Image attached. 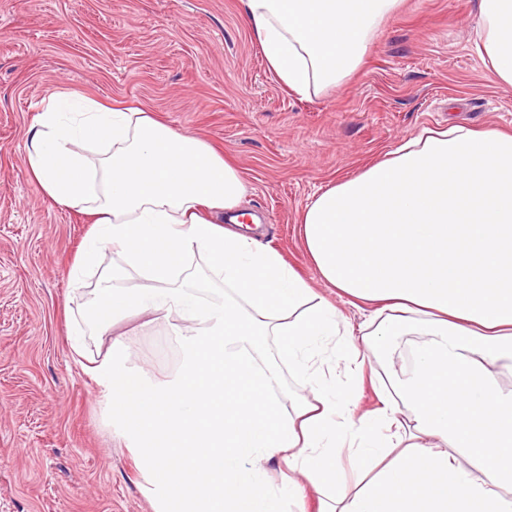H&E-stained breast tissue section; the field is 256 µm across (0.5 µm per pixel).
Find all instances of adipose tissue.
Returning <instances> with one entry per match:
<instances>
[{"instance_id": "adipose-tissue-1", "label": "adipose tissue", "mask_w": 512, "mask_h": 512, "mask_svg": "<svg viewBox=\"0 0 512 512\" xmlns=\"http://www.w3.org/2000/svg\"><path fill=\"white\" fill-rule=\"evenodd\" d=\"M404 0H243L269 69L290 92L323 96L360 69ZM477 53L512 87V0H478ZM101 151L99 164L87 148ZM31 177L57 204L92 218L76 269L110 245L119 264L82 315L97 336L129 317L165 324L180 352L172 373L117 362L121 338L87 357L84 372L145 464L156 512H512V132L495 126L430 130L304 207L300 237L321 281L368 310L354 343L347 318L254 229L224 227L245 184L236 163L146 112L70 92L48 99L28 141ZM208 254L224 285L206 300L185 261ZM138 284L129 285L130 276ZM421 326L390 399L357 413L372 354ZM309 388L284 415L278 365L258 363V337ZM349 391L315 367L326 344ZM348 449L368 479L357 491L338 459ZM276 462L271 475L268 462Z\"/></svg>"}]
</instances>
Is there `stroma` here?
<instances>
[{"instance_id":"stroma-1","label":"stroma","mask_w":512,"mask_h":512,"mask_svg":"<svg viewBox=\"0 0 512 512\" xmlns=\"http://www.w3.org/2000/svg\"><path fill=\"white\" fill-rule=\"evenodd\" d=\"M477 0H407L364 65L330 95L289 93L268 68L241 0H0V512H155L138 457L74 357L72 324L103 270L70 269L91 226L34 181L25 145L52 93L137 108L237 163L262 240L324 291L297 224L331 182L425 128L512 130L503 88L471 38ZM133 359L159 375L178 346L127 324Z\"/></svg>"}]
</instances>
